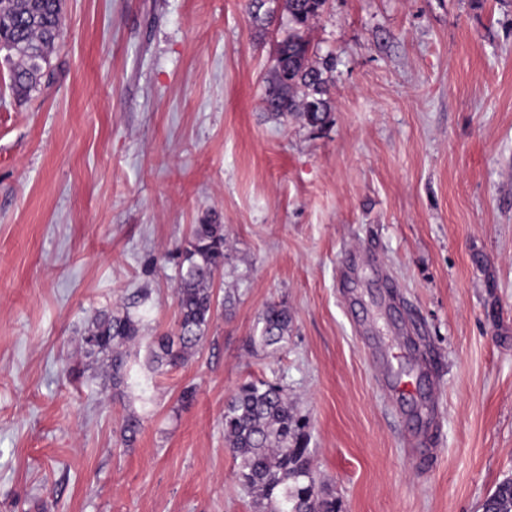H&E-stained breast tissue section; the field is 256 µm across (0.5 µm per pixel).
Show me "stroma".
<instances>
[{
	"instance_id": "stroma-1",
	"label": "stroma",
	"mask_w": 512,
	"mask_h": 512,
	"mask_svg": "<svg viewBox=\"0 0 512 512\" xmlns=\"http://www.w3.org/2000/svg\"><path fill=\"white\" fill-rule=\"evenodd\" d=\"M308 36L319 128L267 117L280 34L245 0H64L25 98L0 57V512H253L224 438L249 379L306 417L339 512H482L512 476V0H330ZM205 222L232 301L160 374ZM272 301L276 353L249 341ZM125 310L116 387L82 338ZM394 331L400 398L369 343ZM257 324L255 334L250 336L251 345L274 352L284 349L293 329L294 315L286 304L273 301L265 306Z\"/></svg>"
}]
</instances>
